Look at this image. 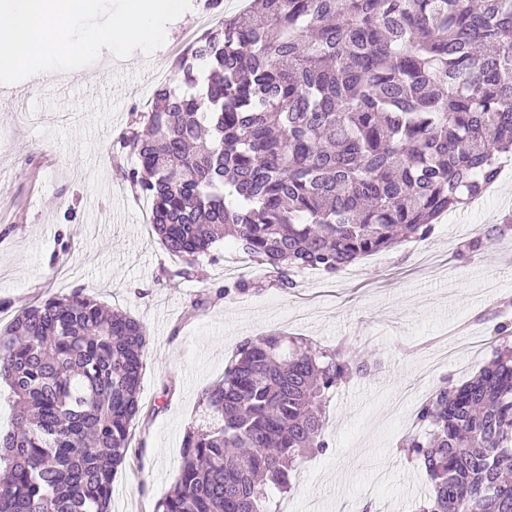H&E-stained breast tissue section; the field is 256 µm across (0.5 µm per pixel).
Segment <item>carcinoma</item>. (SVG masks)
Masks as SVG:
<instances>
[{
  "label": "carcinoma",
  "mask_w": 512,
  "mask_h": 512,
  "mask_svg": "<svg viewBox=\"0 0 512 512\" xmlns=\"http://www.w3.org/2000/svg\"><path fill=\"white\" fill-rule=\"evenodd\" d=\"M131 185L186 277L227 237L272 284L331 277L397 237L425 240L512 154V0H250L175 64ZM146 327L73 291L0 330V512H110L132 458ZM358 352L285 334L247 339L202 397L155 512H277ZM402 450L431 485L414 512H512V336L417 408Z\"/></svg>",
  "instance_id": "cac0c4a2"
}]
</instances>
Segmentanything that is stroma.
I'll use <instances>...</instances> for the list:
<instances>
[{
	"instance_id": "1",
	"label": "stroma",
	"mask_w": 512,
	"mask_h": 512,
	"mask_svg": "<svg viewBox=\"0 0 512 512\" xmlns=\"http://www.w3.org/2000/svg\"><path fill=\"white\" fill-rule=\"evenodd\" d=\"M205 0L166 27L151 59L103 52L90 66L0 86V327L36 299L79 290L127 312L148 332L134 456L112 482L111 512H154L173 485L201 395L247 338L271 333L363 353L366 375L326 408L325 454L307 458L288 512H409L427 491L398 443L439 379L461 382L489 358L497 326L512 330V176L479 208L446 214L426 240L364 257L335 278L295 269L291 290L267 287V269L225 245L199 274L148 224L150 203L125 178L134 158L118 136L158 84L175 83L174 54L190 29L208 30L247 0ZM262 291L217 297L238 277ZM481 336L485 348L461 345Z\"/></svg>"
}]
</instances>
